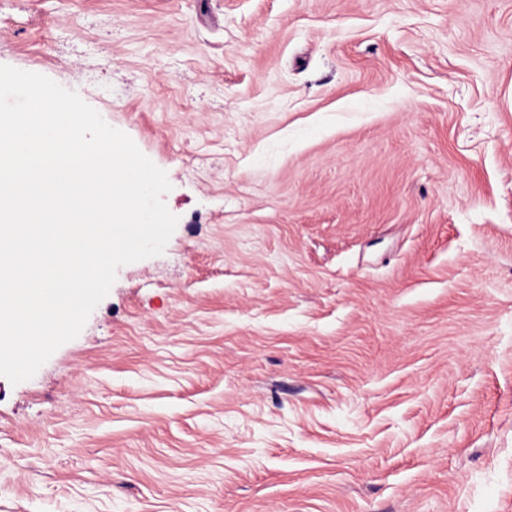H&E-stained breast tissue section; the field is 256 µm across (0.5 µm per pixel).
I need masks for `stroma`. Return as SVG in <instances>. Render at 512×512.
Returning <instances> with one entry per match:
<instances>
[{
  "label": "stroma",
  "mask_w": 512,
  "mask_h": 512,
  "mask_svg": "<svg viewBox=\"0 0 512 512\" xmlns=\"http://www.w3.org/2000/svg\"><path fill=\"white\" fill-rule=\"evenodd\" d=\"M0 64L178 218L0 377V512H512V0H0Z\"/></svg>",
  "instance_id": "35a3bbf8"
}]
</instances>
